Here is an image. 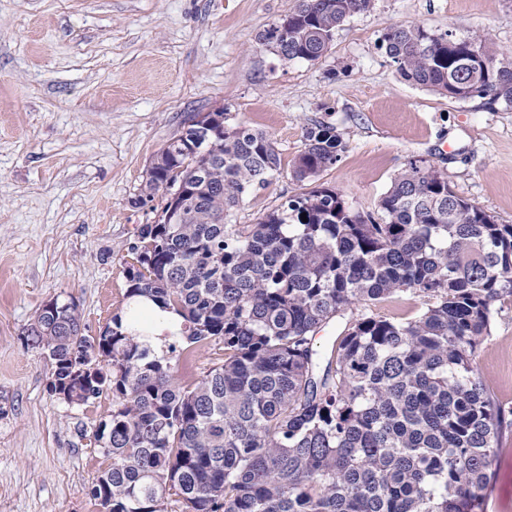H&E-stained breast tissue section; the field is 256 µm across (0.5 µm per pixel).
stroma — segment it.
Here are the masks:
<instances>
[{"label": "stroma", "mask_w": 512, "mask_h": 512, "mask_svg": "<svg viewBox=\"0 0 512 512\" xmlns=\"http://www.w3.org/2000/svg\"><path fill=\"white\" fill-rule=\"evenodd\" d=\"M296 0H0V512H100L90 488L111 457L94 442L112 395L73 406L24 332L49 300L78 306L98 336L125 306L135 206L159 149L192 112L268 133L281 172L247 196L254 224L304 184L303 131L335 126L346 148L321 180L374 210L410 163L444 173L497 223L512 224V107L443 98L406 82L378 49L384 29L420 24L486 35L512 60V0H374L315 62L258 46ZM475 364L512 407V298L497 305ZM485 512H512V427Z\"/></svg>", "instance_id": "obj_1"}]
</instances>
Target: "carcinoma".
I'll list each match as a JSON object with an SVG mask.
<instances>
[{
	"mask_svg": "<svg viewBox=\"0 0 512 512\" xmlns=\"http://www.w3.org/2000/svg\"><path fill=\"white\" fill-rule=\"evenodd\" d=\"M373 2L298 0L257 40L315 62ZM379 48L416 86L512 106V63L485 71L499 56L485 36L391 25ZM225 120L190 113L134 201L160 196L161 215L137 228L125 299L176 312L181 345L155 355L130 307L89 338L73 301L42 307L24 335L50 361L52 394L80 406L112 392L94 433L112 464L91 496L106 512H483L512 412L474 358L512 296V224L415 162L376 210L352 207L320 182L344 149L323 123L292 170L314 187L233 224L281 157L270 135ZM408 291L423 299L416 316L370 310ZM358 307L319 356L317 332ZM213 342L223 360L193 376L194 350Z\"/></svg>",
	"mask_w": 512,
	"mask_h": 512,
	"instance_id": "cac0c4a2",
	"label": "carcinoma"
}]
</instances>
